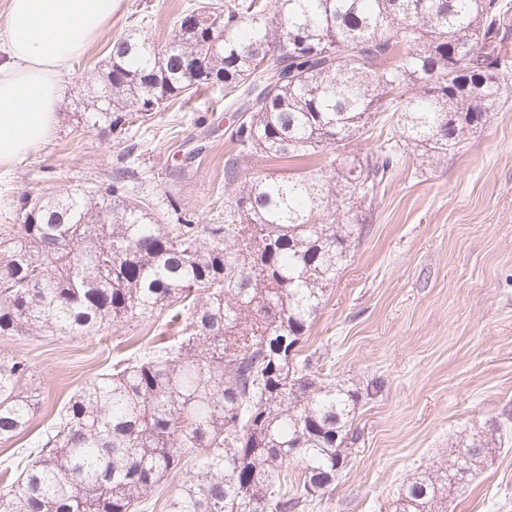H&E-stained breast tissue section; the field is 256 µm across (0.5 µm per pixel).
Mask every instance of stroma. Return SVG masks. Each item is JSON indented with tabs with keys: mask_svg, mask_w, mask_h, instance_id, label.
<instances>
[{
	"mask_svg": "<svg viewBox=\"0 0 512 512\" xmlns=\"http://www.w3.org/2000/svg\"><path fill=\"white\" fill-rule=\"evenodd\" d=\"M203 0H116L112 23L75 60L53 135L0 164V225L15 221L21 194L102 189L130 154L139 171L126 198L149 196L160 223L185 217L220 224L231 188L224 161L233 115L208 89L172 102L147 124L84 131L83 102L124 31L168 41L180 14ZM213 130L200 165L181 179L169 170L199 123ZM350 255L326 291L305 345L339 383L381 391L361 400V433L349 463L305 512H394L404 480L453 460L461 437L485 430L512 405V78L487 122L447 161L408 151L383 195L365 212ZM168 314L111 327L90 338L0 336V352L26 355L43 403L31 430L0 443L9 464L69 397L117 360L175 336ZM448 512H512V443L493 444L473 479L448 494Z\"/></svg>",
	"mask_w": 512,
	"mask_h": 512,
	"instance_id": "35a3bbf8",
	"label": "stroma"
}]
</instances>
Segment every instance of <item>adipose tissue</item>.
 <instances>
[{"label": "adipose tissue", "mask_w": 512, "mask_h": 512, "mask_svg": "<svg viewBox=\"0 0 512 512\" xmlns=\"http://www.w3.org/2000/svg\"><path fill=\"white\" fill-rule=\"evenodd\" d=\"M114 0H9L0 22V164L58 123L64 77L112 21Z\"/></svg>", "instance_id": "ef3b65f1"}]
</instances>
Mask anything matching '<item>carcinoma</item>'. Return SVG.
<instances>
[{
	"label": "carcinoma",
	"instance_id": "carcinoma-1",
	"mask_svg": "<svg viewBox=\"0 0 512 512\" xmlns=\"http://www.w3.org/2000/svg\"><path fill=\"white\" fill-rule=\"evenodd\" d=\"M507 0H224L190 7L170 41L132 29L112 43L88 129L143 124L167 102L224 88L238 112L224 161V223L160 224L124 199L126 166L105 190L15 205L0 228V336L91 337L166 309L174 344L112 364L86 383L8 465L0 512H147L170 472L168 512H302L345 469L361 432L356 389L303 353L355 227L409 149L441 162L483 126L508 71L498 52ZM397 128L371 137L380 118ZM334 172H242L237 157ZM355 219L317 218L329 205ZM30 360L0 355V442L41 405ZM489 441L462 450L479 459ZM456 464L403 484L395 512H445Z\"/></svg>",
	"mask_w": 512,
	"mask_h": 512
}]
</instances>
